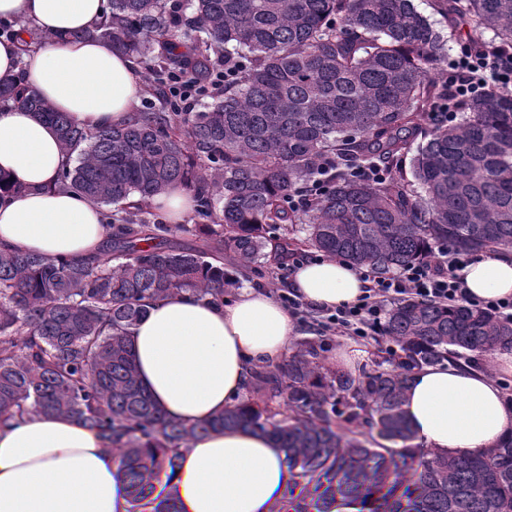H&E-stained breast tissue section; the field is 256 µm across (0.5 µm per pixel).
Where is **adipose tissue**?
<instances>
[{
	"instance_id": "adipose-tissue-1",
	"label": "adipose tissue",
	"mask_w": 512,
	"mask_h": 512,
	"mask_svg": "<svg viewBox=\"0 0 512 512\" xmlns=\"http://www.w3.org/2000/svg\"><path fill=\"white\" fill-rule=\"evenodd\" d=\"M107 0H0V18L29 23L39 42L21 53L0 39V78H18L79 126L126 122L144 86L132 57L100 39L74 41L95 27ZM73 159L57 129L19 105L0 109V251L79 262L98 256L112 234L103 209L56 185ZM472 296L512 295V253L479 254L462 269ZM363 286L350 263L303 265L293 287L318 308L354 302ZM295 323L267 294L245 288L216 306L178 292L151 302L130 343L137 375L162 412L194 424L241 401L251 362L288 350ZM496 372L444 361L415 369L404 409L428 451L457 455L496 447L512 431V407L498 380L512 375V354ZM292 475L282 449L250 429L192 439L174 472L154 486L177 512H287ZM117 458L76 419L31 414L0 429V512H127Z\"/></svg>"
}]
</instances>
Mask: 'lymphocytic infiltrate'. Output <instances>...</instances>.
<instances>
[{
    "label": "lymphocytic infiltrate",
    "instance_id": "obj_1",
    "mask_svg": "<svg viewBox=\"0 0 512 512\" xmlns=\"http://www.w3.org/2000/svg\"><path fill=\"white\" fill-rule=\"evenodd\" d=\"M491 88L512 93V48L489 46L463 53L454 63V75L434 112L435 118L446 123L454 121L456 110L464 100ZM469 262L468 253L443 249L438 257L414 261L393 276L380 275L369 268L359 269L364 283L361 295L354 303L322 310L315 319L317 332L332 341L378 338L384 331L388 306L403 300L467 304L511 321V295L477 299L468 293L459 272Z\"/></svg>",
    "mask_w": 512,
    "mask_h": 512
}]
</instances>
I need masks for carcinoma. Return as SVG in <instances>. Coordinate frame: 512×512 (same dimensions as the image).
Masks as SVG:
<instances>
[{"mask_svg":"<svg viewBox=\"0 0 512 512\" xmlns=\"http://www.w3.org/2000/svg\"><path fill=\"white\" fill-rule=\"evenodd\" d=\"M474 34L512 46V0H443ZM96 36L148 74L150 109L87 131L14 79L0 102L53 124L76 164L60 184L106 208L112 236L82 263L0 252V426L33 412L75 418L118 456L128 512H173L150 490L200 434L251 428L305 480L294 512L361 501L368 512H512V435L491 451L421 449L403 408L413 370L449 356L512 352V321L469 305L389 309L374 368L357 376L299 343L251 369L246 400L205 422L167 418L136 377L129 344L145 300L190 292L210 304L286 249L313 248L388 273L446 244L512 248V94L465 100L464 119L431 123L442 36L413 0H108ZM232 74L212 90L216 74ZM210 102L176 111L177 79ZM410 189L396 162L410 151ZM384 162L386 181L363 171ZM326 179L306 208L288 194ZM193 192L194 223L166 224L149 200ZM182 231L200 244L176 250Z\"/></svg>","mask_w":512,"mask_h":512,"instance_id":"carcinoma-1","label":"carcinoma"}]
</instances>
